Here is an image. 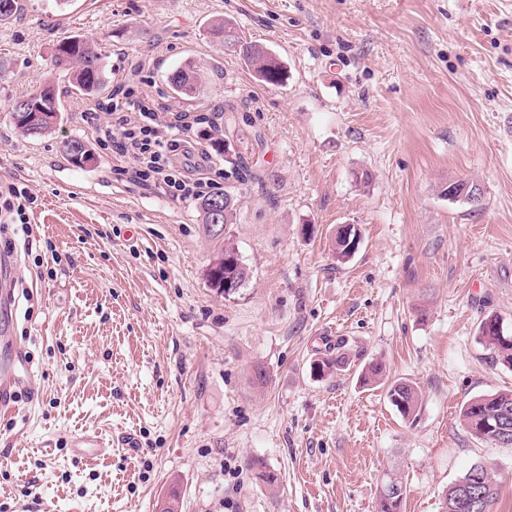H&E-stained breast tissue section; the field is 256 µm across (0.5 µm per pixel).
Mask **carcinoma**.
Returning <instances> with one entry per match:
<instances>
[{
	"mask_svg": "<svg viewBox=\"0 0 512 512\" xmlns=\"http://www.w3.org/2000/svg\"><path fill=\"white\" fill-rule=\"evenodd\" d=\"M210 37L220 42L225 48L235 52L252 69L255 76L269 85H281L284 82V69L278 60L266 52L261 45L247 41L229 22L215 21L208 27ZM54 63L68 76V85L59 90L46 86L15 101L13 120L15 127L26 136H41L52 131L59 122V114L63 111L62 97L68 94H79L95 97L107 88V76L103 65V55L95 44L73 36L58 45L54 53ZM201 74L192 62L185 63L169 76V88L174 97L179 99L195 98L202 92ZM47 97L50 102L51 119L42 123L32 124L26 121V116L17 112V106L35 97ZM253 178L251 166L239 158L231 163L229 172L224 174V180H232L243 184ZM225 198L224 223L235 224L238 220V197L235 187L220 193ZM333 254L336 262L346 263L352 258L351 241L337 232ZM238 256L233 242L227 240L213 260L210 272L218 276L210 283L214 288L222 287L226 278L248 282L250 270L245 263L230 268L226 260ZM500 319L491 313L480 322L479 335L482 344L489 350L491 364L512 366V342L502 341L496 331ZM348 368L345 354L320 357L311 364V370L318 377H328ZM386 367L379 360H373L363 367L360 382L364 385H382L386 387V395L390 403L405 417L417 416L421 410V395L415 383L407 379L392 382L385 381ZM507 411L512 419V391H497L492 394L475 396L462 407V416L469 433L491 445H496V438L491 433L479 432L478 424L486 418L501 411ZM384 486L395 488V496L388 502L377 503V512H400L402 502L407 495V487L399 477H389ZM499 498L498 485L490 467L483 463H475L466 473L443 493L442 512H477L475 501L487 506L486 512H494V506Z\"/></svg>",
	"mask_w": 512,
	"mask_h": 512,
	"instance_id": "carcinoma-1",
	"label": "carcinoma"
}]
</instances>
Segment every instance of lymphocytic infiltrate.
Returning <instances> with one entry per match:
<instances>
[{"label": "lymphocytic infiltrate", "mask_w": 512, "mask_h": 512, "mask_svg": "<svg viewBox=\"0 0 512 512\" xmlns=\"http://www.w3.org/2000/svg\"><path fill=\"white\" fill-rule=\"evenodd\" d=\"M99 143L116 146L133 163L134 181L161 188L174 201L199 199L217 188L212 168L205 164V150L195 149L181 136L185 117L177 113L163 119L143 101L122 98L112 103L111 118L100 121L83 113Z\"/></svg>", "instance_id": "lymphocytic-infiltrate-1"}]
</instances>
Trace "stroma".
<instances>
[{
    "mask_svg": "<svg viewBox=\"0 0 512 512\" xmlns=\"http://www.w3.org/2000/svg\"><path fill=\"white\" fill-rule=\"evenodd\" d=\"M220 18L279 57L284 85L209 39ZM73 35L106 57L100 120L126 87L199 117L185 137L212 167L250 164L223 229L250 270L237 294L208 282L222 237L198 201L118 175L129 161L96 141L86 98L66 97L53 133L15 129V100L66 85L50 60ZM0 59V184L28 189L38 240L27 253L0 223L17 244L0 342L19 339L35 373L0 417V512H158L173 491L180 512H376L392 471L402 512H441L479 462L498 480L496 512H512V447L461 417L471 398L512 390L479 337L490 313L512 334V0H24L0 23ZM187 60L204 93L172 99ZM228 116L240 131L223 147ZM69 139L94 162L73 164ZM458 179L479 203L439 196ZM344 224L362 242L340 265ZM336 345L349 369L315 378ZM374 358L420 389L416 417L358 382ZM82 434L98 448L76 452Z\"/></svg>",
    "mask_w": 512,
    "mask_h": 512,
    "instance_id": "obj_1",
    "label": "stroma"
}]
</instances>
